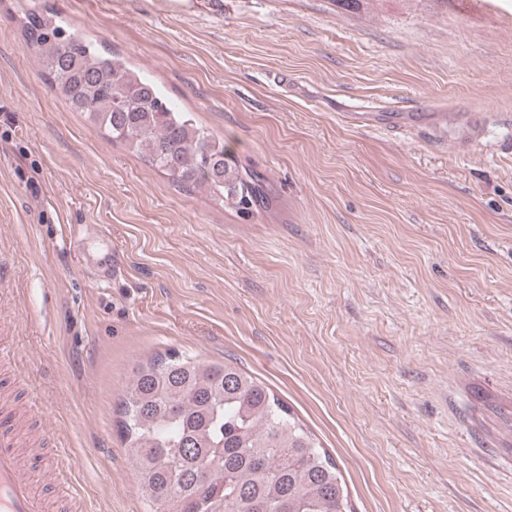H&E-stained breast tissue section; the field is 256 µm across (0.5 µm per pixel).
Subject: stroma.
I'll list each match as a JSON object with an SVG mask.
<instances>
[{"label": "stroma", "instance_id": "35a3bbf8", "mask_svg": "<svg viewBox=\"0 0 512 512\" xmlns=\"http://www.w3.org/2000/svg\"><path fill=\"white\" fill-rule=\"evenodd\" d=\"M26 8L229 141L272 212L72 111ZM452 112L492 115L462 153ZM0 333L80 512H144L117 404L169 349L270 388L356 512H512V0H0Z\"/></svg>", "mask_w": 512, "mask_h": 512}]
</instances>
